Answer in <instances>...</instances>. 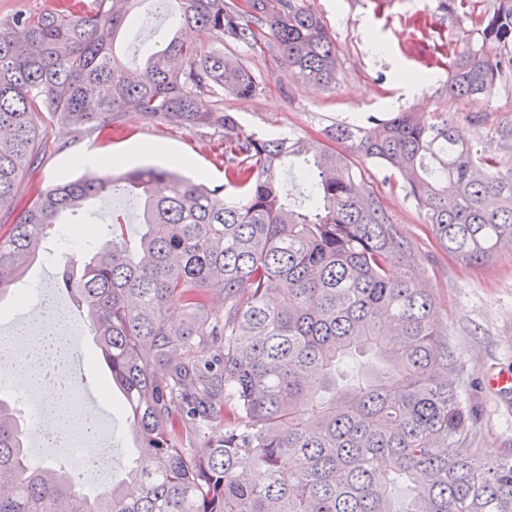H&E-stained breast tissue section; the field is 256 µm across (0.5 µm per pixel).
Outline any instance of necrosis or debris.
Here are the masks:
<instances>
[{
    "mask_svg": "<svg viewBox=\"0 0 512 512\" xmlns=\"http://www.w3.org/2000/svg\"><path fill=\"white\" fill-rule=\"evenodd\" d=\"M24 332V346L0 345V377L34 394L55 391L52 402L39 405L34 434L46 447L71 457L82 471L99 480L111 478L112 454L107 436L95 434L88 416L74 411L77 391L65 370V355L72 343L66 327L48 332L32 321L25 325Z\"/></svg>",
    "mask_w": 512,
    "mask_h": 512,
    "instance_id": "1",
    "label": "necrosis or debris"
}]
</instances>
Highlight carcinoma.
<instances>
[{
	"mask_svg": "<svg viewBox=\"0 0 512 512\" xmlns=\"http://www.w3.org/2000/svg\"><path fill=\"white\" fill-rule=\"evenodd\" d=\"M172 1L177 24L211 43L276 50L290 77L336 83L335 41L296 0L161 3ZM141 2L60 0L0 22V212L15 214L0 235V301L62 218L112 195L141 215L137 239L114 216L111 238L56 274L85 315L139 457L86 494L65 464L29 461L24 424L0 398V512H512V453L488 460L473 447L448 326L348 155L399 174L438 246L469 263L512 244V177L456 113L336 121L321 142L248 133L220 106L201 112L200 93L253 97V74L174 34L131 75L114 48ZM481 35L503 54L458 55L451 98L482 96L512 69V0H495ZM33 108L74 126L135 112L201 129L227 184L140 167L31 184L19 210L23 176L45 149ZM295 161L306 208L288 203L280 177ZM216 424L224 432L213 436Z\"/></svg>",
	"mask_w": 512,
	"mask_h": 512,
	"instance_id": "obj_1",
	"label": "carcinoma"
}]
</instances>
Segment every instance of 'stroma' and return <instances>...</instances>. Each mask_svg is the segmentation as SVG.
<instances>
[{
  "label": "stroma",
  "instance_id": "obj_1",
  "mask_svg": "<svg viewBox=\"0 0 512 512\" xmlns=\"http://www.w3.org/2000/svg\"><path fill=\"white\" fill-rule=\"evenodd\" d=\"M299 2L323 18L336 42L335 87L311 88L288 76L278 53L228 42L225 58L251 71L258 92L247 100L220 91L205 93L198 97L202 110L220 104L246 131L268 137L291 133L316 140L333 122L362 121L371 114L405 109L468 113L473 121L465 125L466 135L477 140L482 150L492 152L505 168H512V139L499 133L502 123L512 121V72L474 101L449 100L446 91L448 66L462 51L474 47L491 59L499 58L498 45L479 35L482 15L494 0H473L475 9L468 13L450 12L448 0ZM169 26V16L140 5L126 24L120 53L123 63L140 66ZM31 119L47 138V150L39 155L31 176L38 185L80 177L83 170L75 166L76 158L89 151L112 155L131 139L191 155L211 183L224 181L223 168L203 149L195 130L149 122L134 112L100 132L72 126L38 108ZM350 161L354 171L380 192L392 224L418 257L421 287L434 297L441 320L448 323L465 395L479 414L473 430L476 447L487 458L504 455L512 448V393L498 394L491 382L498 375L512 374V249L498 250L481 265L457 260L438 247L400 176L388 175L381 165L358 154L351 155ZM67 229V224L56 225L49 239L51 257L33 262L15 283L16 291L55 290L59 266L86 246L85 241L69 238ZM74 349L82 363L75 375L81 394L77 410L100 415L118 459L112 477L120 479L136 456L129 423L117 406L120 395L113 390L107 369L95 364L96 347L87 329H80Z\"/></svg>",
  "mask_w": 512,
  "mask_h": 512
}]
</instances>
